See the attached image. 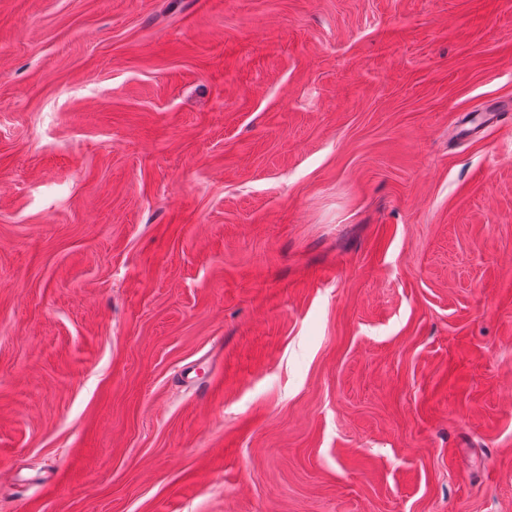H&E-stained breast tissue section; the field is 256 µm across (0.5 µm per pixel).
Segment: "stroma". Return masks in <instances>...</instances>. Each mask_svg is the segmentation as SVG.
<instances>
[{"label":"stroma","instance_id":"obj_1","mask_svg":"<svg viewBox=\"0 0 512 512\" xmlns=\"http://www.w3.org/2000/svg\"><path fill=\"white\" fill-rule=\"evenodd\" d=\"M512 0H0V512H512Z\"/></svg>","mask_w":512,"mask_h":512}]
</instances>
